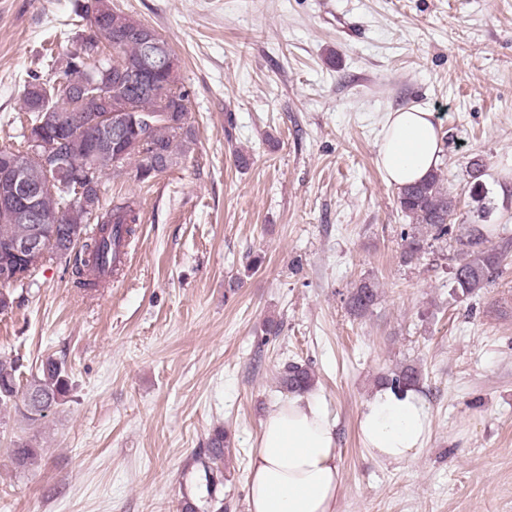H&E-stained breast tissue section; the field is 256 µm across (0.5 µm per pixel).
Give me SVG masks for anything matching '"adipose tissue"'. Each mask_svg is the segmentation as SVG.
<instances>
[{"label":"adipose tissue","mask_w":512,"mask_h":512,"mask_svg":"<svg viewBox=\"0 0 512 512\" xmlns=\"http://www.w3.org/2000/svg\"><path fill=\"white\" fill-rule=\"evenodd\" d=\"M435 115L420 107L389 113L378 164L397 188L423 179L441 159ZM431 412L413 388L383 386L359 420L366 451L388 465L417 457L426 445ZM336 423L315 392L288 395L262 425L248 465L249 512H338L341 486Z\"/></svg>","instance_id":"adipose-tissue-1"}]
</instances>
